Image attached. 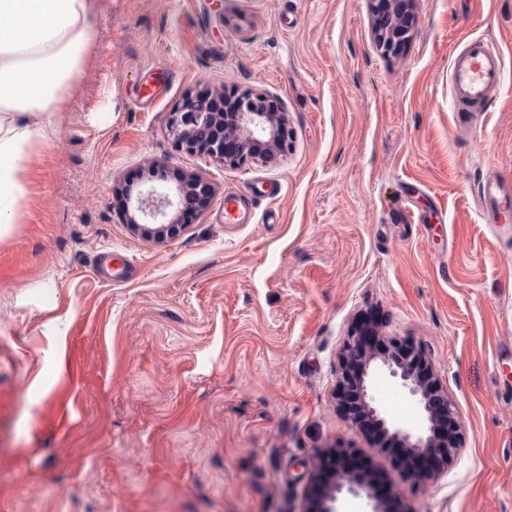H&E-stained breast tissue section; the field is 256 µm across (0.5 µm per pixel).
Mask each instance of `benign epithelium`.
<instances>
[{
    "instance_id": "benign-epithelium-1",
    "label": "benign epithelium",
    "mask_w": 512,
    "mask_h": 512,
    "mask_svg": "<svg viewBox=\"0 0 512 512\" xmlns=\"http://www.w3.org/2000/svg\"><path fill=\"white\" fill-rule=\"evenodd\" d=\"M406 4L407 0H377L372 5V36L384 56L402 55L411 40L417 18L406 15ZM167 128L177 150L207 155L230 168L279 162L288 153L292 136L288 115L278 98L206 85L187 91L172 107ZM145 182L148 187L135 195L125 190L121 211L135 232L156 241L174 238L183 228L184 214L203 211L214 192L207 178L164 163L151 165ZM144 219L148 223H142ZM389 345V352L376 354L364 342L363 332L354 329L349 333L339 359V406L351 423L364 418L408 455L433 460L434 465L418 477L434 482L447 472L461 449L458 412L421 349L405 340L393 339ZM374 369L398 380L424 416L421 427H405L388 418L372 381ZM323 462L329 477L323 480L320 470L314 471L316 507L311 512H334L336 500L344 492L366 497L372 503L371 512H390L388 503L364 477L343 470L336 449H327Z\"/></svg>"
}]
</instances>
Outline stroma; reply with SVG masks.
Returning a JSON list of instances; mask_svg holds the SVG:
<instances>
[{
    "label": "stroma",
    "instance_id": "35a3bbf8",
    "mask_svg": "<svg viewBox=\"0 0 512 512\" xmlns=\"http://www.w3.org/2000/svg\"><path fill=\"white\" fill-rule=\"evenodd\" d=\"M95 41L24 217L0 238V512H306L324 450L351 448L398 512H512V240L477 186L512 175V0H413L403 56L369 0H91ZM504 60L481 117L454 52ZM280 99L277 165L176 151L189 89ZM167 162L214 185L156 242L122 192ZM253 211L225 223L224 196ZM416 344L462 448L423 484L334 396L352 326Z\"/></svg>",
    "mask_w": 512,
    "mask_h": 512
}]
</instances>
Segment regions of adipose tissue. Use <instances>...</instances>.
<instances>
[{"label": "adipose tissue", "instance_id": "obj_1", "mask_svg": "<svg viewBox=\"0 0 512 512\" xmlns=\"http://www.w3.org/2000/svg\"><path fill=\"white\" fill-rule=\"evenodd\" d=\"M90 0H0V236L22 218L26 176L94 41Z\"/></svg>", "mask_w": 512, "mask_h": 512}]
</instances>
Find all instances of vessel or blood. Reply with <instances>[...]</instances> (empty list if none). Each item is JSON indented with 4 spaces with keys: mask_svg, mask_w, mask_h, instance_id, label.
<instances>
[{
    "mask_svg": "<svg viewBox=\"0 0 512 512\" xmlns=\"http://www.w3.org/2000/svg\"><path fill=\"white\" fill-rule=\"evenodd\" d=\"M504 63L480 38L469 40L453 54L448 82L451 98L462 112L485 111L498 90ZM486 223L501 235L512 232V180L499 174L482 181L479 191Z\"/></svg>",
    "mask_w": 512,
    "mask_h": 512,
    "instance_id": "b4317fda",
    "label": "vessel or blood"
}]
</instances>
